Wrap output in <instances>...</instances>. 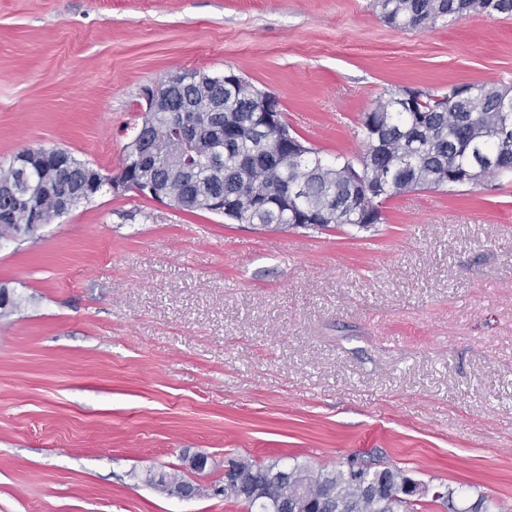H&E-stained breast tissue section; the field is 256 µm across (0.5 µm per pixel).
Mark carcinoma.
Masks as SVG:
<instances>
[{"instance_id":"1","label":"carcinoma","mask_w":512,"mask_h":512,"mask_svg":"<svg viewBox=\"0 0 512 512\" xmlns=\"http://www.w3.org/2000/svg\"><path fill=\"white\" fill-rule=\"evenodd\" d=\"M387 24L426 31L439 21L450 24L472 14L512 16V0H374ZM200 70L183 71L171 96L186 112L152 115L154 149L164 168L123 158L132 176L149 178L171 190L177 209L215 213L213 198L224 199L223 217L260 230L304 227L315 231L350 226L367 229L383 221L384 202L405 192L458 185L481 186L488 179L512 178V112L499 111L512 85L469 83L472 99L455 98L458 86L438 94L402 87L361 116L366 149L352 161L326 159L288 129L285 120L266 132L259 123L250 84L236 89L198 84ZM20 151L0 167V186L17 180ZM30 201L45 223L57 217L49 201L46 170L30 179ZM35 231L26 207L0 195V240ZM235 479L242 489L231 498L257 512H401L416 506L410 487L417 481L381 461H347L312 470L298 462L279 467L238 460Z\"/></svg>"}]
</instances>
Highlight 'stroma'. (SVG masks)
<instances>
[{"label": "stroma", "instance_id": "35a3bbf8", "mask_svg": "<svg viewBox=\"0 0 512 512\" xmlns=\"http://www.w3.org/2000/svg\"><path fill=\"white\" fill-rule=\"evenodd\" d=\"M234 71L326 155L388 89L512 73V16L430 31L372 0H0V167L115 172L144 86ZM368 230L261 231L102 190L0 245V512H247L224 462L356 456L512 512V180L416 190ZM209 458L202 473L186 457ZM181 470L195 497L150 475Z\"/></svg>", "mask_w": 512, "mask_h": 512}]
</instances>
